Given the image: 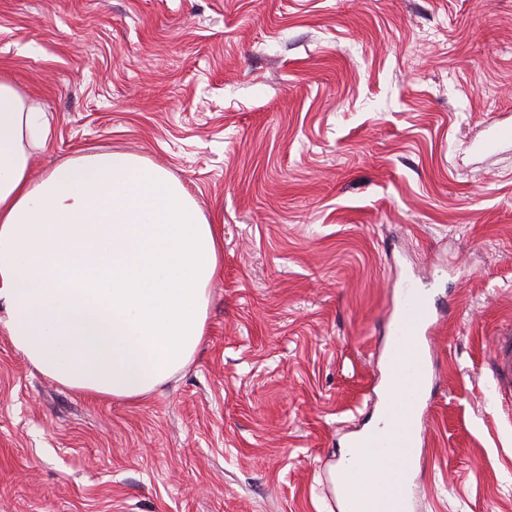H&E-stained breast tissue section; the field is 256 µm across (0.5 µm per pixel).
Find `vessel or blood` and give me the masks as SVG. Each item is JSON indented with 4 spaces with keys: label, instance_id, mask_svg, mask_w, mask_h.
<instances>
[{
    "label": "vessel or blood",
    "instance_id": "vessel-or-blood-1",
    "mask_svg": "<svg viewBox=\"0 0 512 512\" xmlns=\"http://www.w3.org/2000/svg\"><path fill=\"white\" fill-rule=\"evenodd\" d=\"M434 326L429 288L414 283L398 288L387 322L394 388L381 400L374 425L351 443L345 461L336 470L345 512H384V499L371 498L368 493L382 469L394 468V479L402 490L412 486L411 451L425 441L423 396L432 374L423 338ZM489 360L499 397L512 398L511 333L493 337Z\"/></svg>",
    "mask_w": 512,
    "mask_h": 512
}]
</instances>
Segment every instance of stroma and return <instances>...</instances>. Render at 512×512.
Wrapping results in <instances>:
<instances>
[{"label":"stroma","mask_w":512,"mask_h":512,"mask_svg":"<svg viewBox=\"0 0 512 512\" xmlns=\"http://www.w3.org/2000/svg\"><path fill=\"white\" fill-rule=\"evenodd\" d=\"M0 73L51 128L33 177L120 149L224 239L200 349L142 399L0 333V512H341L322 473L407 280L440 321L411 512H512V0H0ZM490 369L499 397L512 399V334L493 336L490 353Z\"/></svg>","instance_id":"stroma-1"}]
</instances>
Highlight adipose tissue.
Masks as SVG:
<instances>
[{
	"instance_id": "adipose-tissue-1",
	"label": "adipose tissue",
	"mask_w": 512,
	"mask_h": 512,
	"mask_svg": "<svg viewBox=\"0 0 512 512\" xmlns=\"http://www.w3.org/2000/svg\"><path fill=\"white\" fill-rule=\"evenodd\" d=\"M49 124L0 77V328L71 389L130 400L194 358L223 237L160 166L112 151L41 178Z\"/></svg>"
}]
</instances>
